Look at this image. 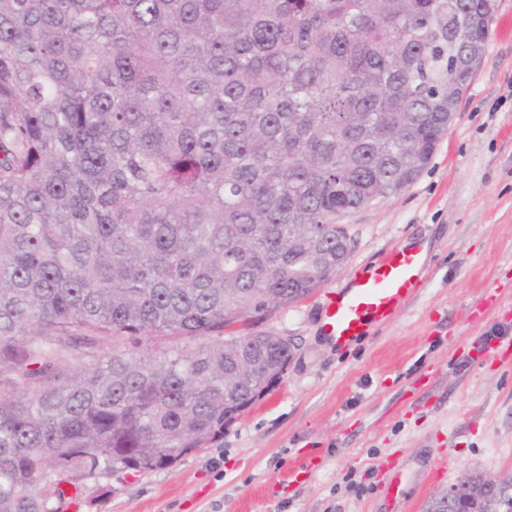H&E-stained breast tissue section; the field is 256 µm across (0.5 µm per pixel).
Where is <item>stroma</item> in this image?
Wrapping results in <instances>:
<instances>
[{
  "instance_id": "obj_1",
  "label": "stroma",
  "mask_w": 512,
  "mask_h": 512,
  "mask_svg": "<svg viewBox=\"0 0 512 512\" xmlns=\"http://www.w3.org/2000/svg\"><path fill=\"white\" fill-rule=\"evenodd\" d=\"M431 162L397 194L343 217L347 263L266 319L294 345L280 380L170 467L85 479L67 512H425L463 477L512 474V0ZM426 249L414 295L340 346L323 303L355 268ZM312 450L314 468L290 473ZM451 465L436 474L440 459Z\"/></svg>"
}]
</instances>
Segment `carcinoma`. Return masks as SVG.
I'll return each instance as SVG.
<instances>
[{
	"label": "carcinoma",
	"mask_w": 512,
	"mask_h": 512,
	"mask_svg": "<svg viewBox=\"0 0 512 512\" xmlns=\"http://www.w3.org/2000/svg\"><path fill=\"white\" fill-rule=\"evenodd\" d=\"M495 7L0 0V512L224 438L291 359L258 325L430 163ZM506 481L426 512H512Z\"/></svg>",
	"instance_id": "obj_1"
}]
</instances>
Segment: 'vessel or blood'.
<instances>
[{
  "label": "vessel or blood",
  "mask_w": 512,
  "mask_h": 512,
  "mask_svg": "<svg viewBox=\"0 0 512 512\" xmlns=\"http://www.w3.org/2000/svg\"><path fill=\"white\" fill-rule=\"evenodd\" d=\"M420 271L418 251L404 247L393 249L378 265L356 271L346 288L326 295V332L342 345L389 319L415 292Z\"/></svg>",
  "instance_id": "1"
}]
</instances>
